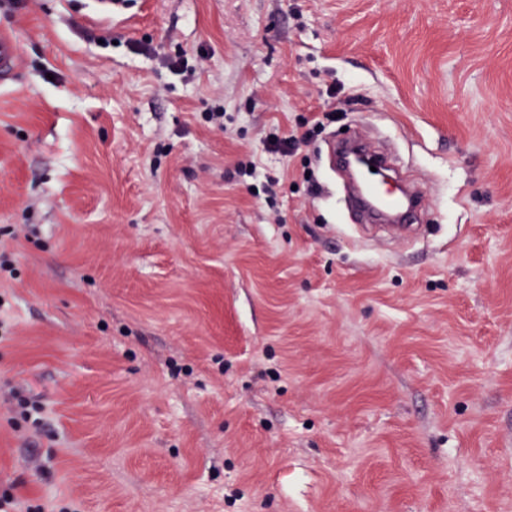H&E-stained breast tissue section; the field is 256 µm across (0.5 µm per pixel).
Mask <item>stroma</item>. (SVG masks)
Masks as SVG:
<instances>
[{"label":"stroma","instance_id":"1","mask_svg":"<svg viewBox=\"0 0 512 512\" xmlns=\"http://www.w3.org/2000/svg\"><path fill=\"white\" fill-rule=\"evenodd\" d=\"M0 30L16 512H512V0H0ZM364 132L415 237L346 207L328 144ZM92 10L87 17L90 21H107L122 15L123 0H91ZM19 66V57L15 38L8 33L0 32V78L4 80L12 76Z\"/></svg>","mask_w":512,"mask_h":512}]
</instances>
